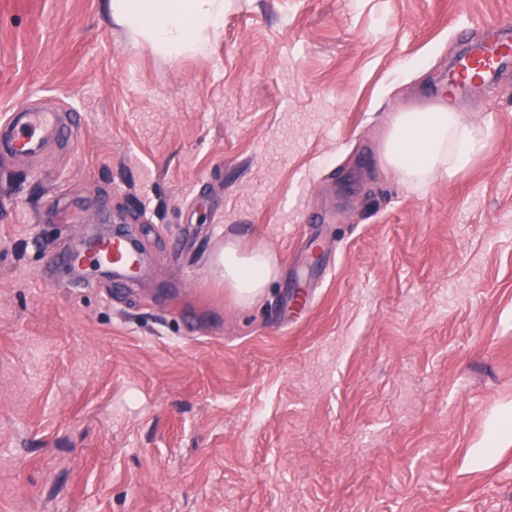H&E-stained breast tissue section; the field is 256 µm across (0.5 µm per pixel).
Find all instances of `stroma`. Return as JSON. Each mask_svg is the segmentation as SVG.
<instances>
[{
	"label": "stroma",
	"instance_id": "35a3bbf8",
	"mask_svg": "<svg viewBox=\"0 0 512 512\" xmlns=\"http://www.w3.org/2000/svg\"><path fill=\"white\" fill-rule=\"evenodd\" d=\"M509 17L227 0L171 56L106 0L0 11V117L80 118L0 154V512H512V71L455 99L490 129L467 170L414 191L379 156ZM125 217L137 281L44 275ZM230 241L278 260L253 304L212 272ZM77 116L33 105L11 112L1 121L4 132L0 150L17 157H33L49 145L69 139L75 132Z\"/></svg>",
	"mask_w": 512,
	"mask_h": 512
}]
</instances>
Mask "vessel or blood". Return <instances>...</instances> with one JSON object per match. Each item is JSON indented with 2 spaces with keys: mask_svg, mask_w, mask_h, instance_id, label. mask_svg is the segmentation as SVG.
<instances>
[{
  "mask_svg": "<svg viewBox=\"0 0 512 512\" xmlns=\"http://www.w3.org/2000/svg\"><path fill=\"white\" fill-rule=\"evenodd\" d=\"M512 68V22H492L469 51L458 58L449 72L454 89L489 84ZM77 117L38 105L12 112L0 122V151L17 157H32L49 145L69 139ZM132 235L121 230L103 235L95 257L121 272H129L140 260L132 249Z\"/></svg>",
  "mask_w": 512,
  "mask_h": 512,
  "instance_id": "b4317fda",
  "label": "vessel or blood"
}]
</instances>
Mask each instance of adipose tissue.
<instances>
[{
    "label": "adipose tissue",
    "mask_w": 512,
    "mask_h": 512,
    "mask_svg": "<svg viewBox=\"0 0 512 512\" xmlns=\"http://www.w3.org/2000/svg\"><path fill=\"white\" fill-rule=\"evenodd\" d=\"M117 25L145 33L152 45L170 52L198 45L204 30L219 26L224 0H109ZM489 131L465 121L448 100L394 113L380 148L382 165L404 184L421 189L436 176L466 170L485 147ZM244 305L261 297L276 277V258L265 251L241 252L229 242L214 263Z\"/></svg>",
    "instance_id": "1"
}]
</instances>
